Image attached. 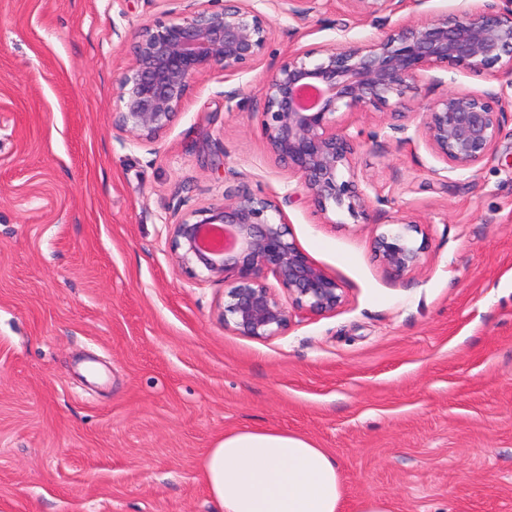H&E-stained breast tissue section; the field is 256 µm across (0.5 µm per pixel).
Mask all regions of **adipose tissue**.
I'll return each instance as SVG.
<instances>
[{"label": "adipose tissue", "instance_id": "obj_1", "mask_svg": "<svg viewBox=\"0 0 512 512\" xmlns=\"http://www.w3.org/2000/svg\"><path fill=\"white\" fill-rule=\"evenodd\" d=\"M221 512H344V485L327 449L280 429L224 434L202 465Z\"/></svg>", "mask_w": 512, "mask_h": 512}]
</instances>
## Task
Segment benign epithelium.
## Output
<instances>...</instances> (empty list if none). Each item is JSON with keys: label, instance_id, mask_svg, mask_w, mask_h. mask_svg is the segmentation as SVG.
I'll return each mask as SVG.
<instances>
[{"label": "benign epithelium", "instance_id": "obj_1", "mask_svg": "<svg viewBox=\"0 0 512 512\" xmlns=\"http://www.w3.org/2000/svg\"><path fill=\"white\" fill-rule=\"evenodd\" d=\"M188 0L183 12L142 28L133 62L116 78L114 124L133 141L163 134L201 75L229 79L262 59L272 34L257 4L297 23L320 11L322 0ZM353 18L396 14L407 0H344ZM478 13L402 20L368 41L340 39L315 51H290L270 67L263 85L259 130L275 158L288 166L322 215L364 217L388 199L359 188L353 159L362 131L337 113L381 111L422 96L420 79L433 69L512 77V0ZM512 99L502 94L446 91L427 101L417 133L453 171L486 160ZM171 248L181 268L224 282L225 326L248 337L281 334L293 313L326 315L344 301L338 280L312 262L290 238L276 201L227 187L224 201L174 216ZM419 225L398 217L375 236V257L399 276L422 264ZM274 283H269L268 278Z\"/></svg>", "mask_w": 512, "mask_h": 512}]
</instances>
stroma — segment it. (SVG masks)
I'll list each match as a JSON object with an SVG mask.
<instances>
[{
  "label": "stroma",
  "instance_id": "stroma-1",
  "mask_svg": "<svg viewBox=\"0 0 512 512\" xmlns=\"http://www.w3.org/2000/svg\"><path fill=\"white\" fill-rule=\"evenodd\" d=\"M492 0H409L406 15ZM181 0H0V512H221L202 462L225 433L278 428L327 449L345 512H512V112L492 156L446 172L415 127L421 99L353 113L355 170L388 202L328 223L258 128L262 84L289 51L332 43L346 9L273 16L263 60L200 76L140 144L112 125L136 33ZM243 86L234 111L228 86ZM424 89L501 92L458 69ZM274 197L345 300L268 339L226 328L223 282L176 264L175 211L228 186ZM420 224L401 276L372 240Z\"/></svg>",
  "mask_w": 512,
  "mask_h": 512
}]
</instances>
